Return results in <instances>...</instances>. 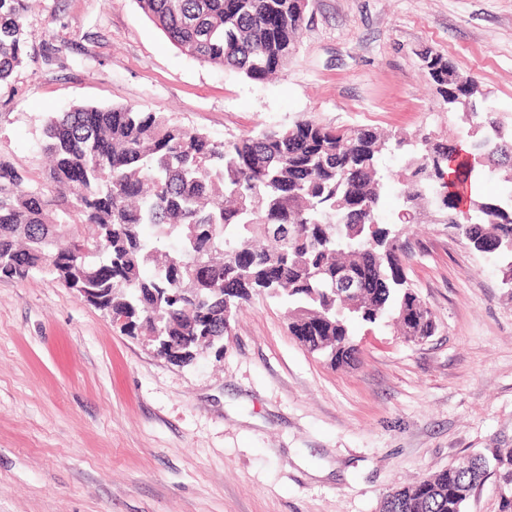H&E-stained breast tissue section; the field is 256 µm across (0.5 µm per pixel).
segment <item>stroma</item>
I'll return each mask as SVG.
<instances>
[{
    "instance_id": "obj_1",
    "label": "stroma",
    "mask_w": 512,
    "mask_h": 512,
    "mask_svg": "<svg viewBox=\"0 0 512 512\" xmlns=\"http://www.w3.org/2000/svg\"><path fill=\"white\" fill-rule=\"evenodd\" d=\"M0 84V159L39 180L42 124L78 104L163 112L221 141L311 118L468 144L417 54L474 75L512 123V0H308L295 49L253 81L191 58L138 0H33ZM406 269L434 336L354 324L332 367L255 296L222 354L177 365L55 276L0 279V512H379L384 495L512 447V287L425 212Z\"/></svg>"
}]
</instances>
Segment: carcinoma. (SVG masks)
I'll return each mask as SVG.
<instances>
[{
    "label": "carcinoma",
    "instance_id": "carcinoma-1",
    "mask_svg": "<svg viewBox=\"0 0 512 512\" xmlns=\"http://www.w3.org/2000/svg\"><path fill=\"white\" fill-rule=\"evenodd\" d=\"M180 50L204 63L263 81L288 60L302 25V0H138ZM25 0H0V82L23 61L29 33ZM442 102L475 119L473 139L458 147L428 135L389 136L369 127H333L312 119L215 141L161 112L126 106H76L48 115L44 181L29 183L0 163V277L23 281L46 272L112 298L132 335L191 336L190 350L227 336L253 295L288 306V329L334 366L358 360L356 321L394 322L407 342L437 328L405 272L407 252L378 207L398 187V220L427 208L476 251L505 263L512 282V195H467L475 167L512 183V127L477 81L423 50ZM404 151L396 175L383 152ZM56 194V213L46 193ZM176 236L167 250L161 238ZM209 261L207 272L196 268ZM354 270L360 305L333 282ZM499 487V512H512V448L475 453L389 492L382 512H464L487 475Z\"/></svg>",
    "mask_w": 512,
    "mask_h": 512
}]
</instances>
